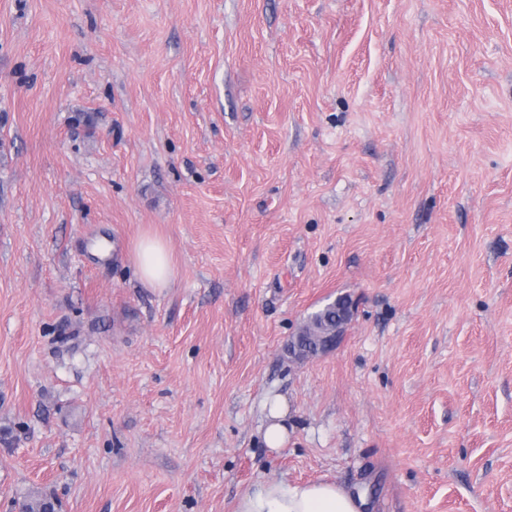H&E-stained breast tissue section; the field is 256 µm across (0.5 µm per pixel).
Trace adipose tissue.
I'll return each instance as SVG.
<instances>
[{
	"instance_id": "obj_1",
	"label": "adipose tissue",
	"mask_w": 512,
	"mask_h": 512,
	"mask_svg": "<svg viewBox=\"0 0 512 512\" xmlns=\"http://www.w3.org/2000/svg\"><path fill=\"white\" fill-rule=\"evenodd\" d=\"M141 281L164 289L174 275L167 243L143 235L130 255ZM362 499L330 481L286 484L271 480L240 497L235 512H361Z\"/></svg>"
}]
</instances>
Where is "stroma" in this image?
I'll list each match as a JSON object with an SVG mask.
<instances>
[{
  "instance_id": "stroma-1",
  "label": "stroma",
  "mask_w": 512,
  "mask_h": 512,
  "mask_svg": "<svg viewBox=\"0 0 512 512\" xmlns=\"http://www.w3.org/2000/svg\"><path fill=\"white\" fill-rule=\"evenodd\" d=\"M273 479L512 512V0H0V512ZM130 260L141 281L151 288H166L174 276L168 245L156 235H143L136 243ZM349 302L346 298L338 299L335 304H328L323 309L315 313L309 324L304 328L301 335L307 336L308 339V351L306 354H315L321 348H323L328 342H326L325 335H327L332 328L336 326V323H340L346 315L345 311L339 314L336 318L338 307L344 308ZM287 410L280 402H275L269 409L270 423L264 431V441L268 448H281L288 440V427L285 424ZM15 502L22 512H48V508L55 511L58 505L57 500L46 493L26 494Z\"/></svg>"
}]
</instances>
